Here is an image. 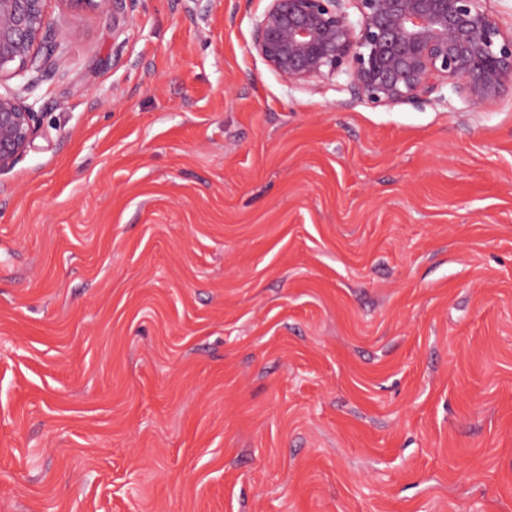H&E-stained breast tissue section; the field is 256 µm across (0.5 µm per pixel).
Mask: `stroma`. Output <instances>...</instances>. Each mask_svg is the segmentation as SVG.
Masks as SVG:
<instances>
[{
    "label": "stroma",
    "instance_id": "obj_1",
    "mask_svg": "<svg viewBox=\"0 0 512 512\" xmlns=\"http://www.w3.org/2000/svg\"><path fill=\"white\" fill-rule=\"evenodd\" d=\"M267 5L52 0L0 512H512V92L285 86Z\"/></svg>",
    "mask_w": 512,
    "mask_h": 512
}]
</instances>
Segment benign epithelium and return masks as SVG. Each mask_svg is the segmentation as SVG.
Wrapping results in <instances>:
<instances>
[{
	"label": "benign epithelium",
	"mask_w": 512,
	"mask_h": 512,
	"mask_svg": "<svg viewBox=\"0 0 512 512\" xmlns=\"http://www.w3.org/2000/svg\"><path fill=\"white\" fill-rule=\"evenodd\" d=\"M50 0H0V177L30 148L41 115L32 101L63 60ZM252 48L287 85L348 78L375 105L417 103L452 87L475 104L512 88V33L482 0H269ZM358 12L353 21L347 3Z\"/></svg>",
	"instance_id": "1"
}]
</instances>
